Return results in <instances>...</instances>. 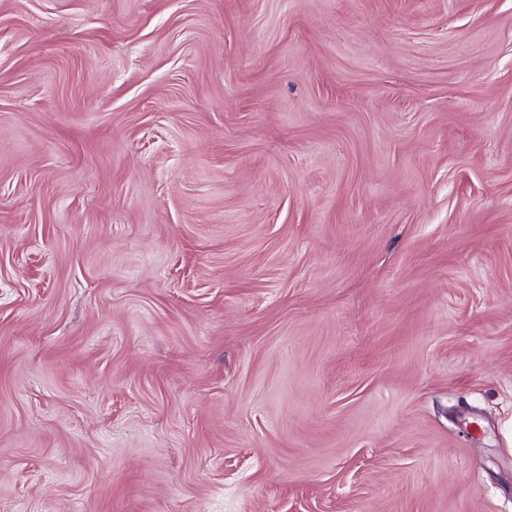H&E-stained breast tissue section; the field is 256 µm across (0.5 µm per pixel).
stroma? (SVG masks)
Instances as JSON below:
<instances>
[{
	"instance_id": "stroma-1",
	"label": "stroma",
	"mask_w": 512,
	"mask_h": 512,
	"mask_svg": "<svg viewBox=\"0 0 512 512\" xmlns=\"http://www.w3.org/2000/svg\"><path fill=\"white\" fill-rule=\"evenodd\" d=\"M0 512H512V0H0Z\"/></svg>"
}]
</instances>
